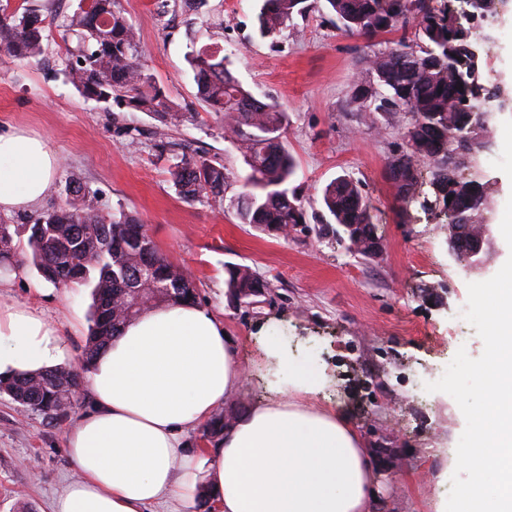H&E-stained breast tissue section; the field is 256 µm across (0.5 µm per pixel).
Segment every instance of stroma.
<instances>
[{
    "instance_id": "1",
    "label": "stroma",
    "mask_w": 512,
    "mask_h": 512,
    "mask_svg": "<svg viewBox=\"0 0 512 512\" xmlns=\"http://www.w3.org/2000/svg\"><path fill=\"white\" fill-rule=\"evenodd\" d=\"M273 38L256 32L259 0H206L185 12L180 0H116L136 28L138 58L153 83L182 111L195 115L178 138L217 156L228 173L222 204L178 195L168 162L153 132V114L126 103L104 105L83 97L66 80L67 44L54 16L72 13L80 0H10L46 21L47 48L38 61L0 50V132L24 128L47 140L61 158L50 195L37 208L4 215L0 223L29 224L42 212L63 207L66 187L89 188L97 208L123 209L144 224L169 261L189 270L198 303L224 321L246 379L220 410L231 421L262 403L267 379L258 359L263 336L278 338L300 362L329 363L336 374L317 401L344 410L374 448L372 487L383 512H444L465 419L455 400L426 391L443 375L458 348L470 357L484 349L475 328H461L458 308L467 286L494 276L512 255L501 232L512 185V0L480 25L489 35L482 77L504 95L493 108L488 147L481 164L491 183L490 262L479 272L448 252V230L419 207L401 215L388 161L406 146L409 116L399 121L366 119L351 102L363 57L387 50L384 35L367 38L337 29L325 0H308ZM219 42L242 86L287 114L284 140L293 156L297 186L308 213L304 229L288 237L263 234L241 223L236 198L248 172L235 144L224 136L223 115L197 97L187 62L192 52ZM134 123L140 141L127 146L122 128ZM341 175L363 186L376 218L379 255L352 252L346 238L323 225L321 191ZM248 267L268 282L269 294L239 304L226 286L228 265ZM36 271L26 269L0 288V303L30 301ZM44 285V284H41ZM39 306L56 323L69 354L63 364L79 368L89 327L88 288L46 284ZM81 386L67 420L55 422L21 408L0 394V512H51L60 487L75 475L64 450L71 419L90 405Z\"/></svg>"
}]
</instances>
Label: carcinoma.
I'll return each instance as SVG.
<instances>
[{
    "mask_svg": "<svg viewBox=\"0 0 512 512\" xmlns=\"http://www.w3.org/2000/svg\"><path fill=\"white\" fill-rule=\"evenodd\" d=\"M306 0H262L256 15L260 37H274ZM349 34H394V47L370 55L357 77L352 103L359 112H380L399 121L408 114L407 147L388 161L390 177L404 205L448 216V237L465 242L487 223L492 203L478 158L487 144L486 113L474 105L500 98L497 88L482 81V45L471 24L485 19L494 0H326ZM64 31L76 37L67 49L66 69L85 97L99 103L125 101L157 118L156 135L169 158L171 181L188 199L224 200L227 176L215 157L200 155L182 139L169 136L193 121L191 112L175 108L163 89L150 83L137 61V32L114 0L90 5L64 16ZM42 19L29 9L9 10L0 4V48L12 56L36 59L44 54ZM197 95L213 112L224 113L225 128L249 167L245 191L238 197L241 223L275 236L306 223V212L291 187L296 163L283 140L286 113L245 90L227 67L218 48L190 55ZM433 166L429 182L419 163ZM65 209L45 212L31 224H0V268L28 266L53 285L91 290L92 325L84 349L90 362L121 327L137 318L138 299L151 295L156 304L197 303L188 271L163 256L144 226L123 211L104 212L85 199L82 186L69 188ZM323 208L348 235L350 224H363L375 234L366 196L359 182L339 176L325 186ZM470 209V222L454 212ZM27 234L20 244L21 234ZM233 293L252 287L256 277L244 266L227 269ZM80 375L66 367L0 378V392L21 406L52 420L68 416Z\"/></svg>",
    "mask_w": 512,
    "mask_h": 512,
    "instance_id": "cac0c4a2",
    "label": "carcinoma"
}]
</instances>
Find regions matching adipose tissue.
I'll return each instance as SVG.
<instances>
[{
    "instance_id": "adipose-tissue-1",
    "label": "adipose tissue",
    "mask_w": 512,
    "mask_h": 512,
    "mask_svg": "<svg viewBox=\"0 0 512 512\" xmlns=\"http://www.w3.org/2000/svg\"><path fill=\"white\" fill-rule=\"evenodd\" d=\"M60 167L48 142L0 133V213L30 210ZM223 321L200 305L151 306L126 323L87 369L90 408L65 434L78 479L52 512H152L202 494L222 512H376L373 453L344 411L316 406L334 376L277 344L267 368L287 370L266 400L224 428L215 447L187 453L188 432L210 421L244 370ZM65 355L58 328L36 302L0 304V374L52 367Z\"/></svg>"
}]
</instances>
